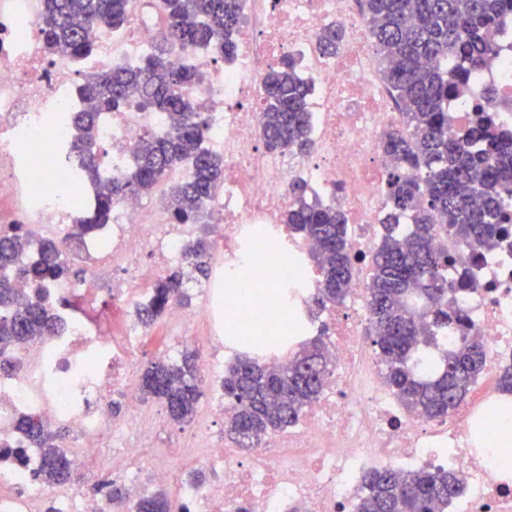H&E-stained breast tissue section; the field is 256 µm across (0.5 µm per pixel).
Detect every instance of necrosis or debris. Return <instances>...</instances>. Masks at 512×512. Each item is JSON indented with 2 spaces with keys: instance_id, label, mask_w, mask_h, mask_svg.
Returning <instances> with one entry per match:
<instances>
[{
  "instance_id": "1",
  "label": "necrosis or debris",
  "mask_w": 512,
  "mask_h": 512,
  "mask_svg": "<svg viewBox=\"0 0 512 512\" xmlns=\"http://www.w3.org/2000/svg\"><path fill=\"white\" fill-rule=\"evenodd\" d=\"M158 2L134 0L122 30L97 25L92 53L77 57L67 50L46 52L39 34L44 0H0V223L25 225L34 250L45 238L62 242L86 272L81 279L49 284L52 296L70 302L62 311L63 333L33 339L20 356L21 372L0 379V444L11 447L0 453V512H43L49 496L56 512H131L143 491L138 466H149L158 481L173 479L168 468L146 455L165 422L140 405L129 358L145 334L137 311L149 302L153 279L184 261L195 228L171 222L158 187L115 202L110 223L74 239L71 228L90 210L98 188L86 185L73 202L61 195L74 175L64 162L72 137L65 118L94 108L76 94L78 78L132 66L151 54L163 26ZM356 4L244 0L233 59L218 67L207 54L179 47L169 53L173 66H189L200 75L183 94L209 118L204 140L224 161V182L206 203L220 230L213 237L216 272L200 292L199 318L191 320L179 304H171L166 334L172 343L158 346L157 356H171L176 346L200 349L210 380H217L226 352L237 348L227 336L225 311L246 310L249 299L241 283L271 249L278 261L264 286L265 317L287 319L288 333L279 343L259 347L257 356L285 362L313 335L321 316L332 327L328 350L335 364L299 425L277 434L251 458L202 431L187 434L183 446L193 459L224 477L208 483L183 479L176 493L179 512H355V489L367 470L382 464L456 471L463 493L449 501L447 512H512V468H503L494 448L479 445L477 438L494 430L497 414L512 416V394L495 387L501 364L512 360V247L478 251L476 262L467 265L473 286L460 296L459 306L485 338L487 370L448 417L406 414L380 381L365 342L364 282L377 245L375 218L388 169L378 134L397 126L399 114L371 63L373 46ZM328 25L344 32L333 55L317 47L318 34ZM490 39L498 48L495 57L476 70L467 95L449 106L462 124L483 104L512 131V17ZM287 53L313 88L315 152L306 160L260 146L264 73ZM95 129L105 183L133 162L145 134H165L169 125L162 113L133 103L99 113ZM299 178L339 206L350 229L354 276L348 301L321 313L313 304L319 286L309 262L313 246L295 238L283 222L288 187ZM105 290L112 297L108 307L100 301ZM118 391L128 405L120 421L109 408ZM28 412L69 426L87 459H101L103 449H111L112 476L125 485L126 500L102 503L80 483L46 494L31 478L38 451L14 429ZM15 448L23 449L24 460L12 456Z\"/></svg>"
}]
</instances>
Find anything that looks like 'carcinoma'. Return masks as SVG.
Listing matches in <instances>:
<instances>
[{"label":"carcinoma","instance_id":"obj_1","mask_svg":"<svg viewBox=\"0 0 512 512\" xmlns=\"http://www.w3.org/2000/svg\"><path fill=\"white\" fill-rule=\"evenodd\" d=\"M131 0H45L39 32L47 50L67 47L84 56L92 51L90 30L105 23L125 27ZM164 31L155 51L139 64L88 74L77 94L100 110H120L131 101L175 122L166 136L145 135L136 160L124 177L102 187L95 211L73 234L83 236L112 217L113 204L162 183L176 166H190V177L168 186L170 217L175 224H195L205 202L224 178V161L204 146L206 121L184 98V87L199 81L192 68L175 69L168 59L174 46L203 50L229 60L242 0H161ZM369 34L383 61L382 78L400 108L402 122L381 135L379 146L392 168L382 187L383 233L371 257L365 288L370 336L386 387L411 415L448 416L469 394L486 360L485 339L457 305L471 283L450 275L457 257L438 238L475 243L492 250L512 236V134L491 115L448 134L453 112L448 101L459 96L472 74L495 55L488 32L512 13V0H363ZM343 40L336 26L321 30L318 48L334 54ZM312 86L297 73L293 59L271 67L263 80L262 138L275 151L308 153L314 146L309 99ZM70 161L82 181L100 177L91 131L94 116L73 118ZM308 183L292 182V202L284 221L317 243L311 253L320 274L315 298L325 308L342 303L349 292L352 257L346 217L333 204L308 199ZM443 223H436V218ZM27 234L0 226V376L17 374L18 352L35 334L57 336L63 330L62 300L46 288L72 274L70 262L54 239L41 241L37 254H24ZM190 270L179 267L156 279L151 301L139 309L147 329L184 303L189 284L211 275L208 246L196 240L186 247ZM27 282L20 295L13 281ZM461 333L459 344L443 355L438 371L422 375L419 360L437 348L448 332ZM332 361L323 336L308 338L285 364L242 355L224 375V399L232 406L225 434L238 447L257 448L270 434L298 422L321 395ZM144 394L159 400L170 419L188 425L204 396L199 353L185 351L177 361L157 360L142 374ZM16 429L40 449L36 478L45 486L74 479L75 465L60 444L70 433L63 424L48 425L40 416L18 418ZM90 490L110 503L124 499L123 486L108 476ZM462 492L456 474L444 468L411 472L374 468L364 476L356 512H436ZM133 512H174L163 491H147Z\"/></svg>","mask_w":512,"mask_h":512}]
</instances>
